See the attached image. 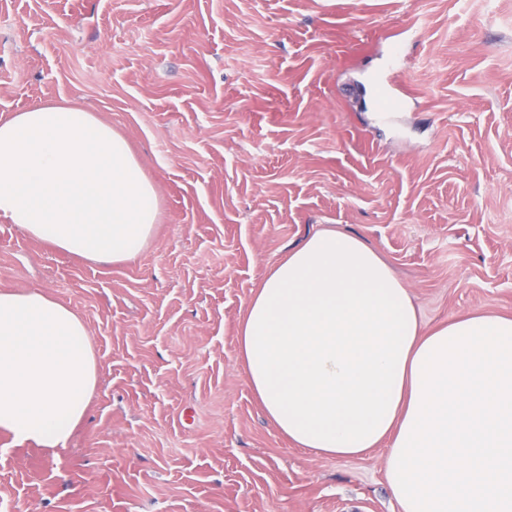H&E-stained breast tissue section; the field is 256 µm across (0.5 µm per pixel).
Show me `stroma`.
Wrapping results in <instances>:
<instances>
[{
	"instance_id": "obj_1",
	"label": "stroma",
	"mask_w": 512,
	"mask_h": 512,
	"mask_svg": "<svg viewBox=\"0 0 512 512\" xmlns=\"http://www.w3.org/2000/svg\"><path fill=\"white\" fill-rule=\"evenodd\" d=\"M393 57L410 95L385 121ZM47 103L122 132L159 215L121 263L0 219V291L78 313L98 378L65 448L0 432V512H398L387 447L322 456L267 420L239 322L331 226L425 328L512 315V0H0V119Z\"/></svg>"
}]
</instances>
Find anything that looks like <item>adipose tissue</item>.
<instances>
[{
    "mask_svg": "<svg viewBox=\"0 0 512 512\" xmlns=\"http://www.w3.org/2000/svg\"><path fill=\"white\" fill-rule=\"evenodd\" d=\"M0 217L119 263L149 245L157 190L96 113L38 105L0 121ZM238 346L265 415L295 446L344 458L388 444L399 512H512V316L424 331L389 264L326 228L268 270ZM96 384L73 310L38 290L0 292V431L65 447Z\"/></svg>",
    "mask_w": 512,
    "mask_h": 512,
    "instance_id": "obj_1",
    "label": "adipose tissue"
}]
</instances>
